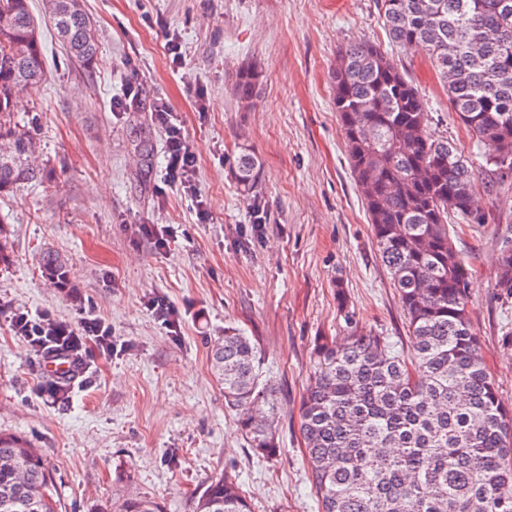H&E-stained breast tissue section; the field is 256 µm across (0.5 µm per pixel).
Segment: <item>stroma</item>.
<instances>
[{"mask_svg": "<svg viewBox=\"0 0 512 512\" xmlns=\"http://www.w3.org/2000/svg\"><path fill=\"white\" fill-rule=\"evenodd\" d=\"M100 40L97 63L67 60L45 12V78L21 94L17 119L38 114L36 184L0 193V431L39 448L56 512H119L130 497L163 512H195L217 476L238 475L252 512H317L300 434L309 356L318 336L344 339L346 300L365 330L408 348L405 315L381 263L350 173L333 103L341 47L387 49L418 87L430 130L448 138L480 181H494L484 150L459 124L424 51L391 45L377 0H83ZM176 38L183 58L165 44ZM261 73L250 106L238 73ZM137 80L141 96L124 89ZM166 99L197 155L200 202L164 183L165 136L154 114ZM153 143L149 171L134 150ZM260 163L255 196L240 194L234 159ZM481 195L490 224L466 227L456 246L472 271L468 316L505 404L512 406V297L496 286L512 236V179ZM165 232L155 245L144 226ZM68 260L65 286L39 257ZM177 311L166 326L149 309ZM94 308L114 349L86 383L59 396L41 358L10 329L13 313L66 323ZM257 344L260 369L279 388L278 455L256 456L224 405L211 348L225 328Z\"/></svg>", "mask_w": 512, "mask_h": 512, "instance_id": "obj_1", "label": "stroma"}]
</instances>
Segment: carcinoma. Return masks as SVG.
Masks as SVG:
<instances>
[{
  "label": "carcinoma",
  "instance_id": "obj_1",
  "mask_svg": "<svg viewBox=\"0 0 512 512\" xmlns=\"http://www.w3.org/2000/svg\"><path fill=\"white\" fill-rule=\"evenodd\" d=\"M46 0L67 59L95 64L94 23L81 6ZM390 41L426 51L460 123L486 150L498 180L512 178V0H378ZM39 28L28 0H0V192L43 176L33 160L37 118L14 120L13 96L41 83ZM351 173L382 263L406 314L408 353L353 323L346 342L319 337L300 407V430L318 512H512V408L506 407L470 329L471 272L449 225L486 224L490 192L456 148L429 131L419 90L370 43L340 51L332 72ZM260 72H239L234 94L254 100ZM252 194L259 163L234 160ZM65 281L67 261L41 254ZM496 285L512 295V239L502 241ZM224 402L254 451L279 453L278 391L262 379L258 347L234 328L211 350ZM49 470L30 442L0 433V512H54ZM122 512H162L128 498ZM196 512H251L237 478L208 482Z\"/></svg>",
  "mask_w": 512,
  "mask_h": 512
}]
</instances>
